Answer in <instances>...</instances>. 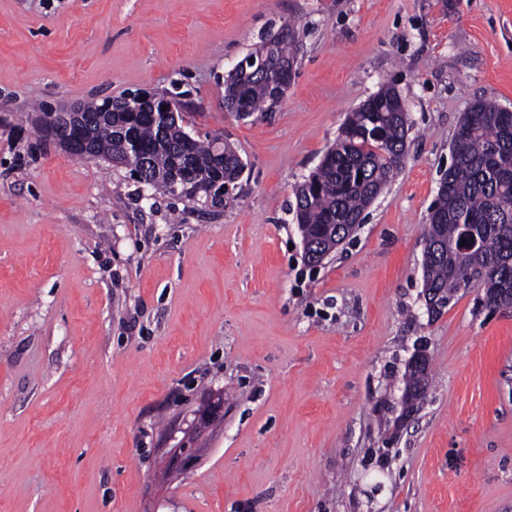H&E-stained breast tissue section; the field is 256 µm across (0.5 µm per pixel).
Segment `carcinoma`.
<instances>
[{"label": "carcinoma", "instance_id": "obj_1", "mask_svg": "<svg viewBox=\"0 0 512 512\" xmlns=\"http://www.w3.org/2000/svg\"><path fill=\"white\" fill-rule=\"evenodd\" d=\"M298 36L285 26L252 45L240 62L248 70L296 59ZM139 93L81 104L78 152L92 160L113 159L129 168L151 192L221 206L224 186L236 188L242 174L239 150L206 135L189 140L178 121L164 122ZM224 101L249 114L272 111V88L263 75L224 79ZM411 129L408 112L392 84H387L347 115L336 144L295 189V216L309 246L304 260L318 265L332 252L346 226L361 224L362 214L402 167ZM451 163L442 174L427 216L422 278L424 296L446 308L468 287L484 290L490 310L512 308V112L485 100L472 103L458 125ZM466 245H460V242ZM405 411L427 394L430 362L409 364L403 375Z\"/></svg>", "mask_w": 512, "mask_h": 512}]
</instances>
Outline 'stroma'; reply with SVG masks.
<instances>
[{"label": "stroma", "instance_id": "obj_1", "mask_svg": "<svg viewBox=\"0 0 512 512\" xmlns=\"http://www.w3.org/2000/svg\"><path fill=\"white\" fill-rule=\"evenodd\" d=\"M288 24L284 100L226 112L225 75ZM388 81L403 166L309 268L294 188ZM175 84L245 163L222 206L145 197L28 116ZM481 98L512 108V0H0V512H512V309L474 287L435 316L422 294ZM423 369L419 370L417 367L408 363L405 373L403 375L405 400L403 404L407 413L414 412L416 404H419L423 399L422 397L428 392L431 385L430 375V362L423 354ZM421 399V400H420Z\"/></svg>", "mask_w": 512, "mask_h": 512}]
</instances>
